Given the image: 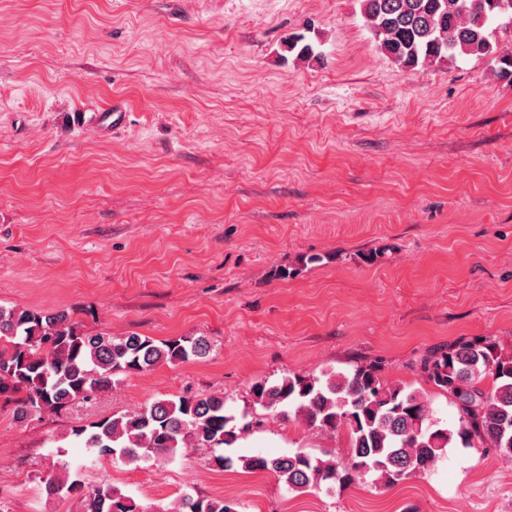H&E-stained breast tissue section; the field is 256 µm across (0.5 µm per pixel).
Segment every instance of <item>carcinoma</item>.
Listing matches in <instances>:
<instances>
[{"label": "carcinoma", "mask_w": 512, "mask_h": 512, "mask_svg": "<svg viewBox=\"0 0 512 512\" xmlns=\"http://www.w3.org/2000/svg\"><path fill=\"white\" fill-rule=\"evenodd\" d=\"M362 13L379 45L401 67L490 55L488 26L512 13V0H361ZM203 337L156 342L148 336L114 337L88 332L66 311L0 306V396L15 404L20 422L60 412L112 389L117 376L168 363L203 358ZM380 359L348 373H288L251 385L253 402L280 415L293 409L308 427L343 430L341 455L304 452L239 459L246 470L272 473L292 492L334 491L366 477L391 487L429 471L447 449L478 442L512 459V353L488 337H461L428 350L419 371L448 394L457 422L436 421L419 391L384 377ZM234 416L222 394L158 398L141 409L77 426L73 435L123 463L169 461L192 445L211 449L237 439ZM50 497L79 499V512H239L234 502L183 493L171 508L140 505L110 485L83 490L79 475L64 469L44 479Z\"/></svg>", "instance_id": "cac0c4a2"}]
</instances>
